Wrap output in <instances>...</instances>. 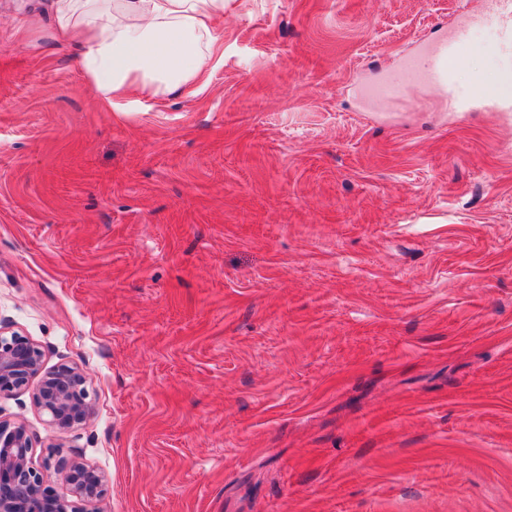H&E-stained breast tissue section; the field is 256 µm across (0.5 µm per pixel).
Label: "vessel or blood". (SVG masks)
<instances>
[{
    "instance_id": "b4317fda",
    "label": "vessel or blood",
    "mask_w": 512,
    "mask_h": 512,
    "mask_svg": "<svg viewBox=\"0 0 512 512\" xmlns=\"http://www.w3.org/2000/svg\"><path fill=\"white\" fill-rule=\"evenodd\" d=\"M477 24L496 28L495 50L512 62V0H486L482 11L458 22L448 36L421 45L418 56L405 58L395 75L370 88V95L380 101L395 102L411 87L422 85L435 91L452 112H512V97L482 78H474L464 86L455 79L464 62L463 48L470 29Z\"/></svg>"
}]
</instances>
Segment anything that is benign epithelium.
<instances>
[{"mask_svg": "<svg viewBox=\"0 0 512 512\" xmlns=\"http://www.w3.org/2000/svg\"><path fill=\"white\" fill-rule=\"evenodd\" d=\"M44 350L30 338L0 323V395L25 387L40 377L37 405L60 432L87 422L93 414L87 379L74 365L62 364L43 372ZM33 442L26 425L0 420V512H79L74 502L56 495L32 463ZM71 487L77 500L102 501L107 491L105 474L75 458L51 462Z\"/></svg>", "mask_w": 512, "mask_h": 512, "instance_id": "benign-epithelium-1", "label": "benign epithelium"}]
</instances>
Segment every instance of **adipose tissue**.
Returning a JSON list of instances; mask_svg holds the SVG:
<instances>
[{
	"mask_svg": "<svg viewBox=\"0 0 512 512\" xmlns=\"http://www.w3.org/2000/svg\"><path fill=\"white\" fill-rule=\"evenodd\" d=\"M53 40L106 108L202 91L224 58V0H50Z\"/></svg>",
	"mask_w": 512,
	"mask_h": 512,
	"instance_id": "ef3b65f1",
	"label": "adipose tissue"
}]
</instances>
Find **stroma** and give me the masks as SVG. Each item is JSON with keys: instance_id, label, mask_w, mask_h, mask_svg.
Masks as SVG:
<instances>
[{"instance_id": "obj_1", "label": "stroma", "mask_w": 512, "mask_h": 512, "mask_svg": "<svg viewBox=\"0 0 512 512\" xmlns=\"http://www.w3.org/2000/svg\"><path fill=\"white\" fill-rule=\"evenodd\" d=\"M45 2L0 0V320L95 414L1 396L34 465L101 512H512V112L361 98L476 0H225L204 91L131 112ZM37 405L48 414L59 432H68L87 422L93 414L87 379L74 365L62 364L44 373L37 387ZM54 469L62 476L63 481L70 485L71 493L77 500L86 504H96L104 499L107 491L105 474L75 458L58 459Z\"/></svg>"}]
</instances>
